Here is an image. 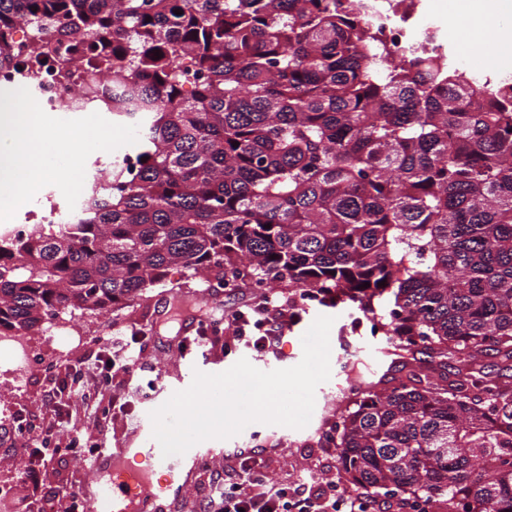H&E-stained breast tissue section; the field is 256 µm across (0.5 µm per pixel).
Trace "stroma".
I'll list each match as a JSON object with an SVG mask.
<instances>
[{
    "label": "stroma",
    "mask_w": 512,
    "mask_h": 512,
    "mask_svg": "<svg viewBox=\"0 0 512 512\" xmlns=\"http://www.w3.org/2000/svg\"><path fill=\"white\" fill-rule=\"evenodd\" d=\"M466 0H425V9L432 19L441 24L448 43L449 56H456L464 46V33L459 24V13ZM83 127L91 134L82 146V170L93 168L95 160L107 161L131 152L136 143L134 128L127 123L113 120L111 113L99 111L57 112L45 131V153L57 177L46 182L43 193L52 195L58 202H68L75 193L73 183L65 174L70 166L69 154L60 152L55 143L58 135ZM185 300L194 305L208 319L221 316L224 311L237 308L254 293L241 287L221 291L219 298L208 299L199 280L192 279L182 286ZM168 288H154L134 299L122 309L103 315L63 312L62 318L83 334L82 343L55 351L47 332L29 336V343L48 361L45 371L33 374L27 390L13 405L17 412L29 416L37 429L53 428L55 449L53 462L40 469L37 483H20L18 473L24 464L17 448L21 433L15 420L0 419V485H17L20 495L54 496L62 489L80 490L93 476L91 465L75 459L67 450L72 432L60 422L56 413L59 405H69L89 436L106 441L108 448L139 447L148 429L151 411L163 405L181 387L190 386L194 371L215 374L231 367L239 359H247L254 367L266 369L269 355L236 345L225 350L226 333L210 338L206 347L180 351L177 335L181 319L172 313ZM322 315L333 317L330 329L331 377L320 384L315 393V408L309 424L302 429L280 425L253 423L239 435L227 440H209L212 452L193 467L184 481L181 495L170 498L168 512H200V503L208 493L211 472L228 471L237 467V450L248 449L260 453L268 460V472L274 478L296 475L305 469H332L336 466V451L324 447V435L334 421L337 385L345 379L344 366L361 367L380 364L381 336L370 331L354 330L347 313L341 308L325 307ZM114 319L126 321L127 332L138 337L143 358L149 368L134 370L104 380L96 356L98 347L94 339L106 324ZM81 368L74 377L72 387L77 394H70L63 387L62 379L70 376L71 368Z\"/></svg>",
    "instance_id": "obj_1"
}]
</instances>
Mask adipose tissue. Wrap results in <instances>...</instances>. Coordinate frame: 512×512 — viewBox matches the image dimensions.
I'll list each match as a JSON object with an SVG mask.
<instances>
[{
    "label": "adipose tissue",
    "instance_id": "1",
    "mask_svg": "<svg viewBox=\"0 0 512 512\" xmlns=\"http://www.w3.org/2000/svg\"><path fill=\"white\" fill-rule=\"evenodd\" d=\"M512 10V0H467L462 12L463 29L477 40ZM45 121L14 98L0 103V204L12 208L36 194L41 184L54 177L42 148Z\"/></svg>",
    "mask_w": 512,
    "mask_h": 512
}]
</instances>
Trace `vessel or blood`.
Listing matches in <instances>:
<instances>
[{
    "mask_svg": "<svg viewBox=\"0 0 512 512\" xmlns=\"http://www.w3.org/2000/svg\"><path fill=\"white\" fill-rule=\"evenodd\" d=\"M148 461V468L136 467V460ZM179 456L163 457L160 449L118 448L94 461L97 478L81 493L92 512H164L168 482L153 483L150 467L175 474L182 467Z\"/></svg>",
    "mask_w": 512,
    "mask_h": 512,
    "instance_id": "obj_1",
    "label": "vessel or blood"
}]
</instances>
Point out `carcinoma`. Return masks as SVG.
Wrapping results in <instances>:
<instances>
[{
    "mask_svg": "<svg viewBox=\"0 0 512 512\" xmlns=\"http://www.w3.org/2000/svg\"><path fill=\"white\" fill-rule=\"evenodd\" d=\"M355 10L0 0V62L16 22L59 26L28 70L66 76L83 37L112 62V100L94 78L82 94L138 139L69 230L0 238V334L119 309L174 270L285 283L291 315L312 288L397 356L349 377L325 435L342 479L431 512H512V77L394 58Z\"/></svg>",
    "mask_w": 512,
    "mask_h": 512,
    "instance_id": "carcinoma-1",
    "label": "carcinoma"
}]
</instances>
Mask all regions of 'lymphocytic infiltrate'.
<instances>
[{"label":"lymphocytic infiltrate","instance_id":"lymphocytic-infiltrate-1","mask_svg":"<svg viewBox=\"0 0 512 512\" xmlns=\"http://www.w3.org/2000/svg\"><path fill=\"white\" fill-rule=\"evenodd\" d=\"M288 314L277 293L237 307L224 323L234 341L277 353L288 330ZM201 512H377L375 498L346 495L331 471L310 472L293 481L274 480L263 458L240 454L233 472L212 473Z\"/></svg>","mask_w":512,"mask_h":512}]
</instances>
